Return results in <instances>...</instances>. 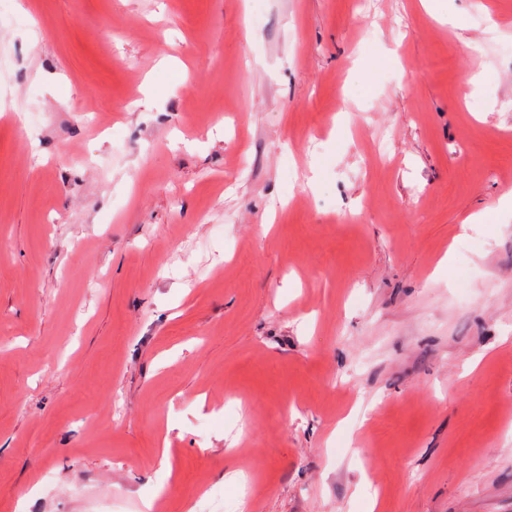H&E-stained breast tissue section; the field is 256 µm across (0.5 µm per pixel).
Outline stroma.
<instances>
[{
    "mask_svg": "<svg viewBox=\"0 0 512 512\" xmlns=\"http://www.w3.org/2000/svg\"><path fill=\"white\" fill-rule=\"evenodd\" d=\"M441 6L0 0V512H512V0Z\"/></svg>",
    "mask_w": 512,
    "mask_h": 512,
    "instance_id": "stroma-1",
    "label": "stroma"
}]
</instances>
